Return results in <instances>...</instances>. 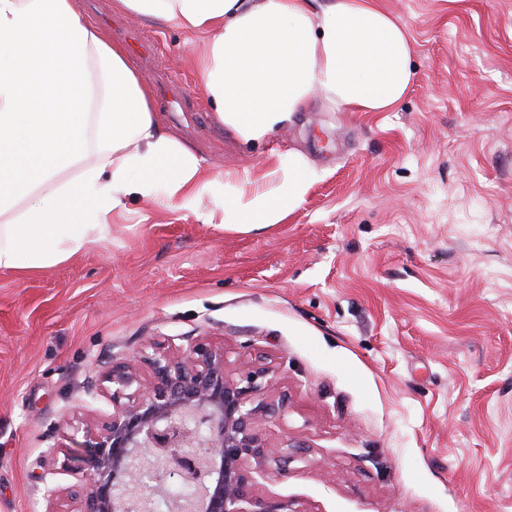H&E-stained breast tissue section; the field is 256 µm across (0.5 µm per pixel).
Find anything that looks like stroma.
Returning <instances> with one entry per match:
<instances>
[{"label": "stroma", "mask_w": 512, "mask_h": 512, "mask_svg": "<svg viewBox=\"0 0 512 512\" xmlns=\"http://www.w3.org/2000/svg\"><path fill=\"white\" fill-rule=\"evenodd\" d=\"M127 21L180 93L164 128L229 177L271 183L302 154L304 203L267 226L128 203L105 238L37 274L0 272V512H45L113 356L207 336L269 369L265 429L287 474L257 493L307 512H512V0H381L407 23L415 81L389 112L323 98L247 150L205 99L201 39Z\"/></svg>", "instance_id": "obj_1"}]
</instances>
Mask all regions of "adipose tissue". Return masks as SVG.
Wrapping results in <instances>:
<instances>
[{
	"label": "adipose tissue",
	"instance_id": "1",
	"mask_svg": "<svg viewBox=\"0 0 512 512\" xmlns=\"http://www.w3.org/2000/svg\"><path fill=\"white\" fill-rule=\"evenodd\" d=\"M204 38L193 65L243 145L287 128L313 95L387 112L414 73L407 25L379 0H113ZM269 189L225 182L159 123L150 89L79 0H0V271H41L104 238L137 200L220 224H278L316 176L302 155ZM212 207L200 211L202 199Z\"/></svg>",
	"mask_w": 512,
	"mask_h": 512
}]
</instances>
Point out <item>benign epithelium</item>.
I'll list each match as a JSON object with an SVG mask.
<instances>
[{"instance_id":"7a95c632","label":"benign epithelium","mask_w":512,"mask_h":512,"mask_svg":"<svg viewBox=\"0 0 512 512\" xmlns=\"http://www.w3.org/2000/svg\"><path fill=\"white\" fill-rule=\"evenodd\" d=\"M102 376L112 415L83 428L61 468L77 477L45 490L46 512H304L253 489L256 470H288V454L262 430L285 409L269 396V371L244 362L227 371L224 347L205 336L153 342ZM176 482L188 492L167 495Z\"/></svg>"}]
</instances>
